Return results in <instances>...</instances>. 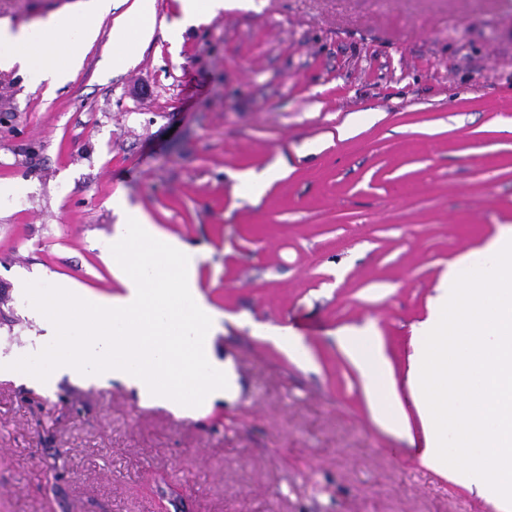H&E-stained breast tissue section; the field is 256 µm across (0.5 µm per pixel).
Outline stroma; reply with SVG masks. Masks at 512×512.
<instances>
[{
    "label": "stroma",
    "mask_w": 512,
    "mask_h": 512,
    "mask_svg": "<svg viewBox=\"0 0 512 512\" xmlns=\"http://www.w3.org/2000/svg\"><path fill=\"white\" fill-rule=\"evenodd\" d=\"M83 4L0 0V29L67 38ZM111 27L64 86L0 70V361L43 347L20 275L117 292L120 193L199 250L241 389L180 418L117 383L0 379V512H498L423 467L412 401L409 435L377 423L338 338L370 328L404 381L449 262L512 225V0H253L120 73ZM263 335L275 341L287 353L296 354L298 349V338L292 336L288 326L265 325L262 329Z\"/></svg>",
    "instance_id": "35a3bbf8"
}]
</instances>
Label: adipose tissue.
I'll list each match as a JSON object with an SVG mask.
<instances>
[{
  "mask_svg": "<svg viewBox=\"0 0 512 512\" xmlns=\"http://www.w3.org/2000/svg\"><path fill=\"white\" fill-rule=\"evenodd\" d=\"M118 7V0H86L75 41L53 39L62 26L58 19L48 21L36 39L0 30V67L20 65L37 86L66 84L82 67L84 47L102 34L100 19L110 14L112 69L125 70L154 35L157 16L155 0H134L124 13ZM112 206L119 222L101 260L118 292L91 293L42 273L23 277L21 291L46 331V343L39 362H0V376L116 382L133 390L141 406H164L182 418L236 397L234 365L214 351L221 315L200 290L199 254L143 212L128 209L122 195L114 196ZM340 343L364 380L377 422L408 434L398 383L379 337L352 330Z\"/></svg>",
  "mask_w": 512,
  "mask_h": 512,
  "instance_id": "adipose-tissue-1",
  "label": "adipose tissue"
}]
</instances>
